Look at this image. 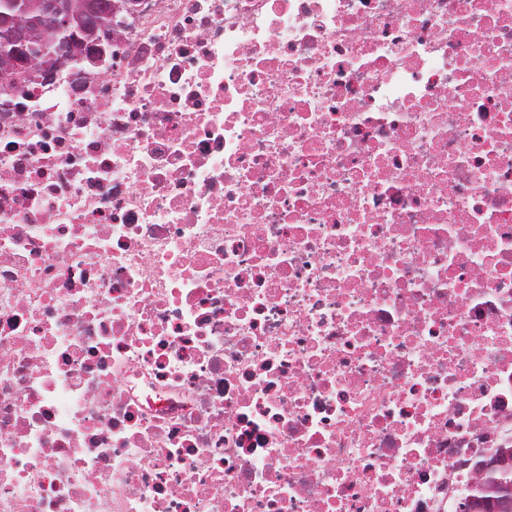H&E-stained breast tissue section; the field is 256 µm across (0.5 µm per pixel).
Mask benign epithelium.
I'll return each instance as SVG.
<instances>
[{
    "label": "benign epithelium",
    "mask_w": 512,
    "mask_h": 512,
    "mask_svg": "<svg viewBox=\"0 0 512 512\" xmlns=\"http://www.w3.org/2000/svg\"><path fill=\"white\" fill-rule=\"evenodd\" d=\"M9 12L0 13V27L10 28L12 43L27 50H0V75L11 74L21 68L41 77H49L62 68L87 55L93 45L98 27L93 23L97 0H9ZM38 19L53 21L54 34L46 37ZM86 35L80 42L65 36L71 28ZM487 472L507 473L512 470V448H500L492 461L483 464Z\"/></svg>",
    "instance_id": "1"
}]
</instances>
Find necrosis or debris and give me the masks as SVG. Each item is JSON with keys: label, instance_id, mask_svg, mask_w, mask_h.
<instances>
[{"label": "necrosis or debris", "instance_id": "obj_1", "mask_svg": "<svg viewBox=\"0 0 512 512\" xmlns=\"http://www.w3.org/2000/svg\"><path fill=\"white\" fill-rule=\"evenodd\" d=\"M0 82V512H460L512 448V0H137Z\"/></svg>", "mask_w": 512, "mask_h": 512}]
</instances>
